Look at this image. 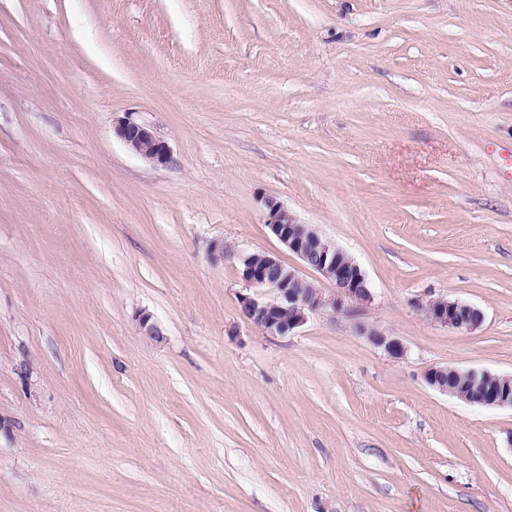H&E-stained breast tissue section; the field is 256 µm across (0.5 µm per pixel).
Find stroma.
<instances>
[{"label": "stroma", "mask_w": 512, "mask_h": 512, "mask_svg": "<svg viewBox=\"0 0 512 512\" xmlns=\"http://www.w3.org/2000/svg\"><path fill=\"white\" fill-rule=\"evenodd\" d=\"M266 197L371 303L244 317L239 251L336 293ZM439 366L512 375V0H0V512H512V410ZM115 134L129 151L154 166H166L171 162L170 146L150 126L125 117L115 126ZM419 305L429 320L457 331H474L481 327L485 318L479 307L459 299H430ZM366 336H368L369 341L373 345L382 348L389 356L393 358H401L406 353L402 342L395 337L389 336L377 330L369 331ZM460 371L465 372V375L472 379L479 377L491 379L496 385L486 387L480 392H474L464 385L453 382L451 376H458L460 372L448 367L430 368L425 373V381L436 390L447 393L467 404L512 409V385L508 380L500 383L496 377H492L491 373L486 370L468 369Z\"/></svg>", "instance_id": "obj_1"}]
</instances>
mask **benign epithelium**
<instances>
[{
  "label": "benign epithelium",
  "mask_w": 512,
  "mask_h": 512,
  "mask_svg": "<svg viewBox=\"0 0 512 512\" xmlns=\"http://www.w3.org/2000/svg\"><path fill=\"white\" fill-rule=\"evenodd\" d=\"M116 136L129 151L155 166L171 162L170 146L154 130L131 117L115 126ZM266 225L279 243L296 255L303 265L331 281L336 295L327 297L313 286L296 288L303 281L300 271L267 252L236 255L242 280L251 289L240 296L244 317L269 336H286L304 326L311 316L327 308L341 309L346 301L368 304L372 300L364 271L340 246L323 237L311 224H303L280 202L264 201ZM425 316L444 327L471 332L484 322L483 311L474 304L459 299H430L421 305ZM369 341L389 356L401 358L406 350L402 342L377 330L367 333ZM460 375L456 369L433 367L425 373L426 383L467 404L512 409V384L491 377L486 370L468 369L465 375L476 379H492L493 386L474 392L458 385L451 377Z\"/></svg>",
  "instance_id": "obj_1"
}]
</instances>
